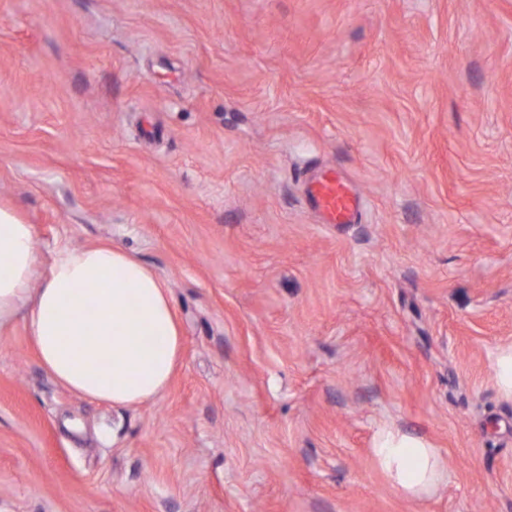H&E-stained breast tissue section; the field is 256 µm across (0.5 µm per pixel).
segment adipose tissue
<instances>
[{
    "label": "adipose tissue",
    "instance_id": "1",
    "mask_svg": "<svg viewBox=\"0 0 512 512\" xmlns=\"http://www.w3.org/2000/svg\"><path fill=\"white\" fill-rule=\"evenodd\" d=\"M18 320L58 383L115 405L157 398L182 347L167 285L138 259L105 243L63 247L41 270L34 226L0 207V331ZM151 336L158 345L148 344ZM372 455L409 499L431 495L446 479L436 449L399 430L381 431Z\"/></svg>",
    "mask_w": 512,
    "mask_h": 512
}]
</instances>
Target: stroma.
Returning <instances> with one entry per match:
<instances>
[{"label":"stroma","instance_id":"obj_1","mask_svg":"<svg viewBox=\"0 0 512 512\" xmlns=\"http://www.w3.org/2000/svg\"><path fill=\"white\" fill-rule=\"evenodd\" d=\"M1 205L144 262L182 350L127 407L0 334V512H512V0H0ZM308 198L324 216L326 224H354L357 221L359 198L336 172H325L311 181ZM494 369L501 393L512 398V345L498 350L495 355ZM371 448L376 466L406 498L420 500L434 493L446 479L435 448L400 430L381 431Z\"/></svg>","mask_w":512,"mask_h":512}]
</instances>
